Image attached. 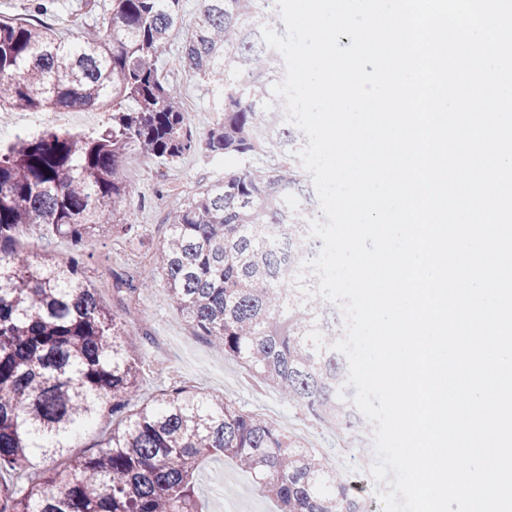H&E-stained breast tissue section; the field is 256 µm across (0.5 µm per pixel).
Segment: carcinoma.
Here are the masks:
<instances>
[{
    "label": "carcinoma",
    "mask_w": 512,
    "mask_h": 512,
    "mask_svg": "<svg viewBox=\"0 0 512 512\" xmlns=\"http://www.w3.org/2000/svg\"><path fill=\"white\" fill-rule=\"evenodd\" d=\"M191 29L182 0H111L92 34L70 41L49 23L0 17V108L97 107L94 135L47 129L0 148V512H201L193 477L224 457L247 471L279 512H367L344 474L315 448L217 393L175 385L128 409L141 362L127 321L90 287L80 246L102 224L133 230L130 152L169 163L195 153L243 165L200 185L166 217L153 258L184 320L306 417L340 436L363 433L350 402L337 327L310 290L308 174L298 135L282 125L262 29L278 0H204ZM182 39L183 63L222 91L198 133L158 53ZM40 227L38 254L16 248ZM65 238L72 251L54 254ZM118 419L99 448L62 463L103 410Z\"/></svg>",
    "instance_id": "obj_1"
}]
</instances>
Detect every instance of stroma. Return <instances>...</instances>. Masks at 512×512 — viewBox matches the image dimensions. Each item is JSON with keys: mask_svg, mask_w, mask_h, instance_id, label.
Listing matches in <instances>:
<instances>
[{"mask_svg": "<svg viewBox=\"0 0 512 512\" xmlns=\"http://www.w3.org/2000/svg\"><path fill=\"white\" fill-rule=\"evenodd\" d=\"M181 50L180 40H171L160 53L157 65L163 77L179 86L182 105L192 108L193 124L202 132L215 118L218 95L215 88L181 65ZM230 164L227 157L206 162L198 154L184 156L171 165L137 154L128 155L121 165V174L132 190L134 231L128 237L99 232L85 238L83 250L90 256L89 280L110 310L120 313L132 308L142 313L130 327L138 342L136 355L144 364L137 402L151 400L186 381L202 392L219 393L243 409L263 414L307 446L335 459L337 468H344L343 449L372 447V435L343 439L315 422L298 426L299 409L281 400L237 361L212 349L209 341L198 336L165 300L164 283L152 264V255L165 235V216L182 196L227 173ZM146 277L154 283L151 290L133 292L117 287L118 280L138 282ZM177 336L187 337L200 356L188 378L182 373V360L170 344ZM196 479L197 496L205 512H217L221 507L227 512H277L275 503L264 495L250 475L224 458L203 461L196 471Z\"/></svg>", "mask_w": 512, "mask_h": 512, "instance_id": "stroma-1", "label": "stroma"}]
</instances>
